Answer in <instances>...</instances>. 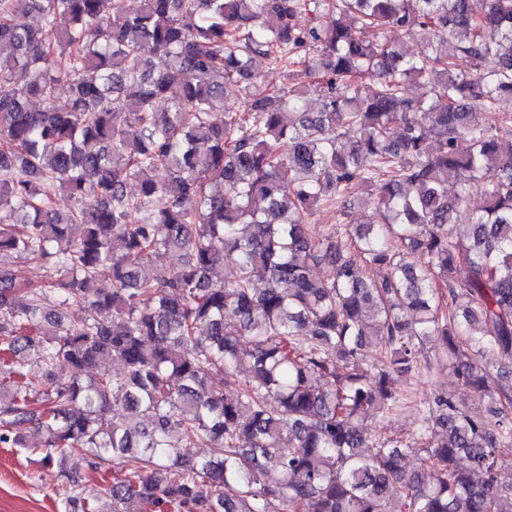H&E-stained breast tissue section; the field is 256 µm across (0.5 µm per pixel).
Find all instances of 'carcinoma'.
<instances>
[{
	"label": "carcinoma",
	"instance_id": "obj_1",
	"mask_svg": "<svg viewBox=\"0 0 512 512\" xmlns=\"http://www.w3.org/2000/svg\"><path fill=\"white\" fill-rule=\"evenodd\" d=\"M414 28L416 53L387 38ZM2 45L0 258L42 275L0 268V445L101 475L72 473L62 512H503L512 385L491 390L484 359L512 361V0H0ZM259 59L290 87L257 81ZM226 98L244 109L216 122ZM355 185L377 220L347 231L348 251L311 218L346 215ZM58 190L71 208H53ZM159 252L167 276L148 267ZM73 307L89 315L70 323ZM438 341L461 385L495 392L498 419L441 392L421 409L424 447L370 433ZM60 361L100 372L61 380ZM411 450L433 480L406 469Z\"/></svg>",
	"mask_w": 512,
	"mask_h": 512
}]
</instances>
